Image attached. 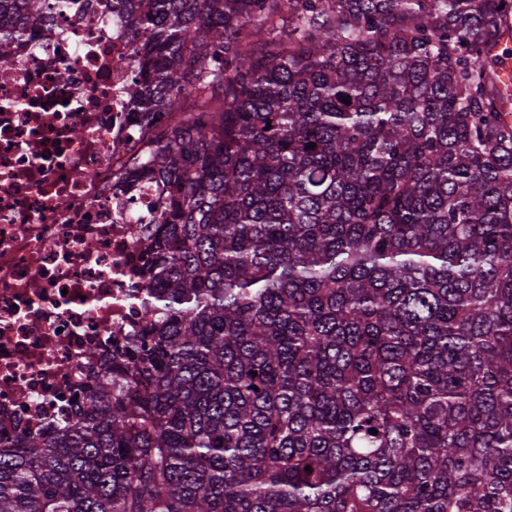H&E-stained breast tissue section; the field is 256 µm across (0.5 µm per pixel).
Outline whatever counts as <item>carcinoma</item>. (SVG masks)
I'll list each match as a JSON object with an SVG mask.
<instances>
[{
  "label": "carcinoma",
  "instance_id": "1",
  "mask_svg": "<svg viewBox=\"0 0 512 512\" xmlns=\"http://www.w3.org/2000/svg\"><path fill=\"white\" fill-rule=\"evenodd\" d=\"M49 10L0 0V62ZM112 11L166 197L144 327L0 441V512H512V0Z\"/></svg>",
  "mask_w": 512,
  "mask_h": 512
}]
</instances>
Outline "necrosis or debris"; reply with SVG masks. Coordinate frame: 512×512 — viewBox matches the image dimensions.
I'll return each instance as SVG.
<instances>
[{
  "label": "necrosis or debris",
  "instance_id": "necrosis-or-debris-1",
  "mask_svg": "<svg viewBox=\"0 0 512 512\" xmlns=\"http://www.w3.org/2000/svg\"><path fill=\"white\" fill-rule=\"evenodd\" d=\"M0 63V437L50 433L143 326L136 43L110 0L55 10ZM81 137H74L73 127Z\"/></svg>",
  "mask_w": 512,
  "mask_h": 512
}]
</instances>
